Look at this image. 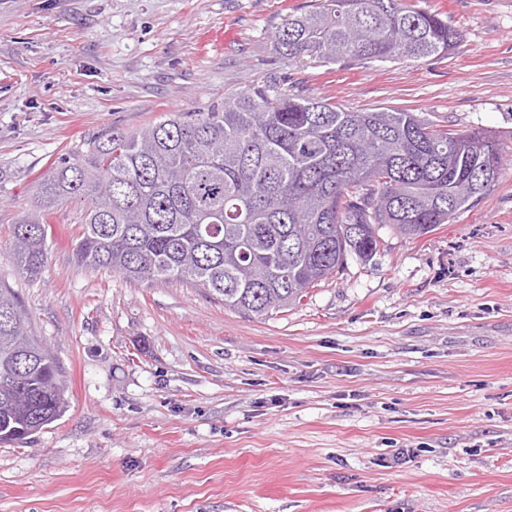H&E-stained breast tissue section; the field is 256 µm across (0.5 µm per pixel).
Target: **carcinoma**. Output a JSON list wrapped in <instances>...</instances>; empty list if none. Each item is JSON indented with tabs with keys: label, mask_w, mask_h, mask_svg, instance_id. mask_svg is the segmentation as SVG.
<instances>
[{
	"label": "carcinoma",
	"mask_w": 512,
	"mask_h": 512,
	"mask_svg": "<svg viewBox=\"0 0 512 512\" xmlns=\"http://www.w3.org/2000/svg\"><path fill=\"white\" fill-rule=\"evenodd\" d=\"M458 41L447 21L402 0H319L276 34L290 61L347 65L446 55ZM501 167L491 131L460 134L405 110L350 112L270 75L204 112L87 140L32 185L35 208L11 225V254L20 273L41 274L45 215L78 199L81 263L191 284L267 316L298 306L348 257L369 260L378 226L418 239L450 223ZM65 407L55 357L0 288V443Z\"/></svg>",
	"instance_id": "cac0c4a2"
}]
</instances>
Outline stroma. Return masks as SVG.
<instances>
[{
  "label": "stroma",
  "mask_w": 512,
  "mask_h": 512,
  "mask_svg": "<svg viewBox=\"0 0 512 512\" xmlns=\"http://www.w3.org/2000/svg\"><path fill=\"white\" fill-rule=\"evenodd\" d=\"M312 2L0 0V287L67 399L0 444V512H512V0H409L458 30L454 52L349 67L276 49ZM270 74L352 112L497 132L500 178L423 238L380 228L370 261L263 317L86 267L75 199L47 219L42 274L17 272L10 226L70 149Z\"/></svg>",
  "instance_id": "stroma-1"
}]
</instances>
